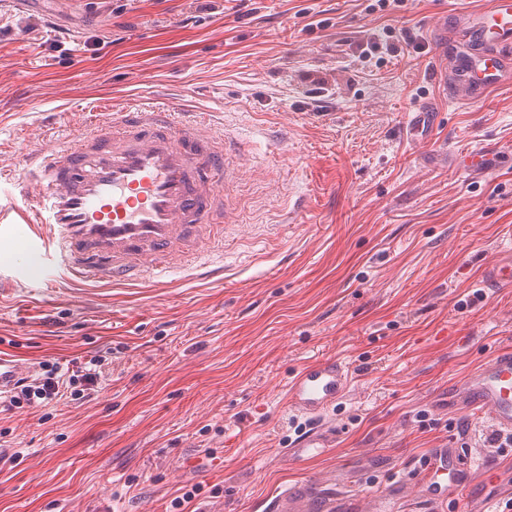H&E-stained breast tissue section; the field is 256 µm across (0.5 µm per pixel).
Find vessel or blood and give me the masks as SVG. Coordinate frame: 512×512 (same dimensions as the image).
Segmentation results:
<instances>
[{
    "instance_id": "vessel-or-blood-1",
    "label": "vessel or blood",
    "mask_w": 512,
    "mask_h": 512,
    "mask_svg": "<svg viewBox=\"0 0 512 512\" xmlns=\"http://www.w3.org/2000/svg\"><path fill=\"white\" fill-rule=\"evenodd\" d=\"M438 57L450 72L454 101L475 105L512 83V0H481L444 17L436 28ZM438 115H409L412 139H428ZM241 141L212 122L161 104L98 107L89 125L67 128L21 149L17 165L0 176L17 216L14 231L48 278L120 286L160 284L189 273L201 279L224 272V220L230 189L241 173ZM495 146L461 154L456 164L473 174L500 164ZM490 285L512 288V252L488 273ZM28 367L0 352V393ZM352 368L335 357L314 359L286 384L285 404L309 427L295 441L301 450L328 448L321 421L350 390ZM446 401L486 414L496 431L512 435V348L448 383ZM476 460L465 449H430L417 479L434 512L469 488ZM276 512H346L343 499L297 484L281 494Z\"/></svg>"
}]
</instances>
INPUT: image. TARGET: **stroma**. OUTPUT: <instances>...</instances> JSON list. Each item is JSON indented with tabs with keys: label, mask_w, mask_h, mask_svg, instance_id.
Segmentation results:
<instances>
[{
	"label": "stroma",
	"mask_w": 512,
	"mask_h": 512,
	"mask_svg": "<svg viewBox=\"0 0 512 512\" xmlns=\"http://www.w3.org/2000/svg\"><path fill=\"white\" fill-rule=\"evenodd\" d=\"M23 0L0 4V166L96 106L160 95L240 132L247 167L224 277L150 288L0 280V351L105 356L90 398L0 414L19 460L0 512H265L297 483L426 512L414 469L450 443L512 469L485 417L443 408L448 381L512 347V85L455 104L433 78L434 18L455 0ZM394 28V50L373 49ZM30 33V43L16 39ZM412 44H405V36ZM438 112L431 141L407 115ZM323 356L354 382L330 449L293 446L288 378ZM501 162V156L495 146L487 145L461 154L457 157L455 164L470 173L484 174ZM490 285L498 288H512V252L503 255L488 273Z\"/></svg>",
	"instance_id": "obj_1"
}]
</instances>
